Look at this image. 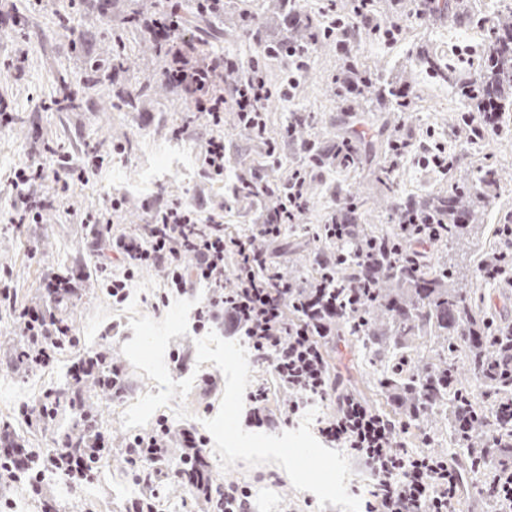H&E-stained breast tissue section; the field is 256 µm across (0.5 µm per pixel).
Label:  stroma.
<instances>
[{
    "label": "stroma",
    "mask_w": 512,
    "mask_h": 512,
    "mask_svg": "<svg viewBox=\"0 0 512 512\" xmlns=\"http://www.w3.org/2000/svg\"><path fill=\"white\" fill-rule=\"evenodd\" d=\"M450 3V16L439 18L423 10L420 0H374L379 19L400 23L398 37L388 41L362 34L348 57L332 43L314 49L308 70L299 76L296 89L288 97L279 94L288 79L284 64L266 61L264 75L276 95L265 106V138L251 140L240 136L233 127H225L227 165L246 160L259 172L283 177L306 166L305 154L281 140L295 112L308 115L313 139L330 152L335 151L338 138L358 129L373 133L382 128L390 135L438 145L456 158L452 170L444 173L419 163L415 155H407L394 166L395 194L406 201L444 193L459 179L474 180L486 169H498V196L470 232L461 240L423 248L424 253L452 261L462 270L482 263L500 248L499 226L512 222V106L500 112L499 131L488 132L474 142L459 134V118L467 103L452 84L435 80L422 60L434 56L460 68L477 69L488 28L496 24L500 11L488 0ZM16 6L18 21L8 20L0 26V50H10L16 42H23L29 62L12 90V119L0 126V271L10 272L18 303L28 306L42 305L41 287L54 272L64 269L77 275L78 292L61 313L74 324L80 349L121 363L128 390L115 399L94 380L84 383L83 401L95 415L99 428L110 436L112 449L100 460L96 481L81 492H72L66 480L56 474L47 475L46 484L59 512H124L140 488L121 455L130 436L121 425V417L140 396L158 393L159 387L155 381L137 374L121 351L125 336L131 333L130 316L125 305L113 303L106 282L97 273V259L88 245L91 229L78 223L77 216L98 211L108 199L119 196L123 199L120 228L131 231L145 219L146 200L158 196L169 200L200 198L220 211L226 233L244 236L251 232L256 210L252 204L235 200L227 182L208 180L198 171L189 175L173 171L153 188L125 194L112 178L113 167L123 166L126 179H136L150 163L154 144L173 142L177 139L173 133L178 130L182 136L177 140L197 151L209 137V130L194 119L185 100L167 88L160 75V58L147 37L112 26L106 0H74L64 23L59 20L56 5L17 0ZM121 41L125 42L126 51L119 57L115 50ZM350 59L360 70L389 84L390 95L364 103L339 96L334 79ZM118 62L123 65L118 80L90 86L93 74L111 70ZM65 84L79 93L75 107L67 112L51 109V99ZM131 85L149 90L147 99L133 112L124 104L125 92ZM402 93L410 100L404 112L396 104L397 95ZM38 139L48 141L52 147L51 152L37 157L45 168H53L56 154L65 151L77 153L86 149L102 155L104 161L90 171L87 181L70 184L66 189L55 180H46L38 193L53 200L54 205L44 212L41 224L26 233L7 222L18 199L10 178L15 169L35 158L31 146ZM270 141L279 145L277 157H269L266 152ZM118 144L123 145V152H115ZM309 178V213L272 247L281 272L295 269L305 277L312 274L307 253L315 246L313 234L335 211L340 189L356 187L365 196L360 209L362 223L375 230L391 229L394 223L393 214L375 206L385 192L384 186L365 179L361 170L336 164L311 169ZM20 332L19 323L0 313V364L6 367L0 373V426L10 427L16 442L25 447L53 448L65 436L80 431L81 424L73 412L63 407L50 424L30 426L19 420L18 412L24 405L30 414H38L48 393L68 388L74 355L65 349L58 351L47 367L10 370ZM197 337L192 329L169 342V353L188 357L183 369L171 370V377L194 380L184 401L189 418L178 419L170 406L155 413L156 418L168 419L176 428L184 424L198 428L203 420L214 417L225 387L224 376L213 363H196ZM327 354L345 387L379 413L397 416L392 398L380 384L381 362L364 352L355 337L337 336L335 343L328 345ZM402 441L415 453L434 455L450 448L454 451L450 463L458 465L463 460L457 451L456 435L450 434L443 423L431 427L407 423ZM207 459L216 482L253 490L252 512H341L331 505L319 508L314 494L295 491L279 466L249 467L240 461L224 471L218 454L208 452ZM155 490V512H202L204 508L186 486L168 476H160Z\"/></svg>",
    "instance_id": "stroma-1"
}]
</instances>
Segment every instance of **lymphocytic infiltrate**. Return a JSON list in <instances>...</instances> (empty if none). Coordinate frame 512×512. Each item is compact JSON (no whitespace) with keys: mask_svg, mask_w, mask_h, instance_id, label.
I'll use <instances>...</instances> for the list:
<instances>
[{"mask_svg":"<svg viewBox=\"0 0 512 512\" xmlns=\"http://www.w3.org/2000/svg\"><path fill=\"white\" fill-rule=\"evenodd\" d=\"M354 13L360 28L349 27L345 17L330 15L328 23L315 31V38L333 40L342 54H350L360 32L385 35L384 25L373 12V0H355ZM143 28L161 53V74L195 112L205 126L215 128L201 151L202 173L214 180L224 176V126L226 111L236 112L241 129L252 138L265 135L263 121L266 102L273 94L290 96L299 72L310 62L308 47L286 44L285 52L294 60L296 74L280 91H272L261 74L267 47H260L247 67L231 58L208 52L200 39L186 32L179 0H152L142 14ZM98 157L92 153L58 155L54 170L33 162L14 172L15 187L29 190L48 177L85 181ZM309 171L299 168L288 179V208L262 213L250 235L228 236L224 224L212 210L194 200L156 199L145 205V222L130 232L116 231L123 201L112 198L97 213H84L79 223L95 226L100 240L108 242L112 254L97 264L99 275L108 282L115 301H122L135 276L145 268L163 270L172 287L187 293L205 283L206 299L195 311V329L224 330L242 336L254 363L270 367L274 378L288 391V412L296 414L311 400L335 407L331 420L318 432L325 442L347 449L374 480V489L365 512H456L461 481L459 472L436 456L409 452L401 441L396 422L380 414L354 393L340 389L325 345L336 336V314L345 310L342 289L351 280L341 278L342 256L328 255L333 273L328 281L312 288L288 283L269 262L256 239L274 241L285 237L310 208L305 192ZM192 265H185V258ZM233 259L235 274L225 276V261ZM120 264L122 276H114L113 264ZM76 278L56 273L42 286L45 302L37 308L11 306L10 313L22 326L24 344L17 364L30 368L48 366L58 350L75 348L78 339L71 323L55 313L56 303L73 296ZM109 376L113 395L125 388L123 370L103 357L77 352L71 367L72 388L52 393L43 409L56 415L60 407L78 411L83 422L80 435L68 436L58 448L45 454L16 447L9 436L0 435V485H17L27 496L43 498L46 473H59L76 489L93 482L96 465L110 445L93 417L85 413L79 387L85 379ZM206 437L193 427L173 429L159 421L150 433L127 441L122 456L141 487L126 512H154L152 478L160 465L170 467L175 481L191 489L211 494L214 481L205 454Z\"/></svg>","mask_w":512,"mask_h":512,"instance_id":"lymphocytic-infiltrate-1","label":"lymphocytic infiltrate"}]
</instances>
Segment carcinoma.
I'll use <instances>...</instances> for the list:
<instances>
[{"label":"carcinoma","instance_id":"obj_1","mask_svg":"<svg viewBox=\"0 0 512 512\" xmlns=\"http://www.w3.org/2000/svg\"><path fill=\"white\" fill-rule=\"evenodd\" d=\"M310 34V25L296 20L288 35L278 38L267 34L264 42L276 50L284 40L304 44ZM483 57L484 68L468 76L458 75L452 67L430 58L423 64L434 78L451 82L482 112L484 103L499 109L512 94V22L493 27ZM336 147L341 154L328 155L314 148L308 156L310 164L352 165L391 186V167L377 161L373 148L348 153L343 140ZM497 181V170L487 169L476 185L461 180L446 194H430L410 202H402L390 193L384 203L396 212L408 209L419 217L441 220L439 225L409 226L412 235L419 232L426 236L432 231L442 239H458L467 232L468 224L478 220L476 205L489 204L488 190ZM229 191L236 200L262 202L267 212L288 205L282 191L257 190L255 170L245 163L232 170ZM343 200L344 205L332 219L337 224L352 225V235L346 241L330 242V247L347 255L344 275L362 281V288L356 295L341 294L351 311L340 317V329L374 349L384 362L381 384L409 420L433 422L435 403L448 396V425L457 432L462 423L468 424V469L479 470L488 463L512 467V447H495L497 437L512 433V410L506 415L500 412L501 403L512 400V325L500 319L488 324L481 296L474 288L476 273L463 279L451 263L436 266L420 255L411 260L402 258L392 249V232H376L359 223L355 202L347 196ZM356 251L371 255L370 262H359ZM418 336H426L434 344L429 353L411 354L412 342ZM459 362L468 366L473 384L458 378L448 384V373ZM474 386L493 396L492 410L483 408L475 398Z\"/></svg>","mask_w":512,"mask_h":512}]
</instances>
